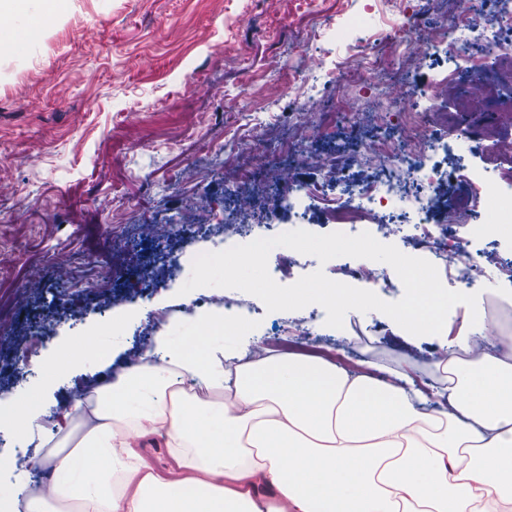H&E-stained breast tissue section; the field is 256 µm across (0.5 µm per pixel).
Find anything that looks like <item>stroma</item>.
I'll return each instance as SVG.
<instances>
[{"mask_svg": "<svg viewBox=\"0 0 512 512\" xmlns=\"http://www.w3.org/2000/svg\"><path fill=\"white\" fill-rule=\"evenodd\" d=\"M416 10L417 62L407 69L388 47L402 22L389 0H317L312 9L283 0L277 15L265 0H60L50 11L32 0L8 28L12 47L0 51V171L15 186L0 194V311L16 306L23 262L58 257L70 262L72 279L65 292L44 289L12 334L0 338V400L22 392L62 417L88 384L114 379L151 343L149 319L120 315L118 306L158 304L181 314L201 295L180 292L195 256L287 232V217L276 211L280 187L266 182L269 168H284L305 186L318 216L336 200L325 166L337 154L349 157L377 141L407 149L414 134L437 143L464 132L486 147L478 157L441 160L448 198L436 219L444 224L449 211L466 209L457 245L489 258L474 291L484 319L499 330L500 317L512 313V283L498 279L492 261L511 258L512 250L469 233V225L493 217L469 203L462 178L494 167L491 145L512 130L501 127L490 105L464 111L453 99L433 107L426 98L441 77L467 79L487 57L481 46L466 61L448 56L441 47L446 23L464 11L496 18L498 0H418ZM354 61L370 66L373 78H360ZM328 72L337 82L325 81ZM271 84L286 96L267 98ZM311 106L307 136L297 142L292 130ZM215 159L225 163L221 172L208 169ZM191 164L201 172L183 180ZM243 197L254 202L247 216L238 207ZM196 199L207 214L245 221L249 231L221 240L214 229L177 223ZM120 217L125 225H117ZM165 218L172 222L168 234L146 233ZM114 232L127 240L116 258L108 249ZM283 257L273 249L268 266L284 286L319 268L330 277L361 264L342 256L322 265L305 255L281 274ZM103 260L137 276L132 288L113 280L108 305L96 275ZM174 265L175 278L168 274ZM236 297L254 309L250 335L280 350L308 352L321 342L351 359L401 363L419 380L438 382L437 336L399 333L382 312L350 311L336 329L316 304L270 312L251 294ZM307 319L312 338L294 335L293 324ZM84 338L100 344L95 363L80 356Z\"/></svg>", "mask_w": 512, "mask_h": 512, "instance_id": "1", "label": "stroma"}]
</instances>
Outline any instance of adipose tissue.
Returning <instances> with one entry per match:
<instances>
[{
  "label": "adipose tissue",
  "instance_id": "obj_1",
  "mask_svg": "<svg viewBox=\"0 0 512 512\" xmlns=\"http://www.w3.org/2000/svg\"><path fill=\"white\" fill-rule=\"evenodd\" d=\"M157 326L55 430L26 398L0 413L77 512H512V363L462 359L468 337L438 343L447 384L426 393L367 360L258 344L238 362L218 306Z\"/></svg>",
  "mask_w": 512,
  "mask_h": 512
}]
</instances>
